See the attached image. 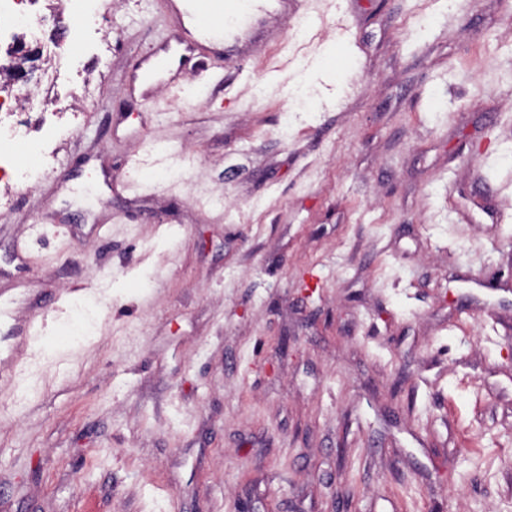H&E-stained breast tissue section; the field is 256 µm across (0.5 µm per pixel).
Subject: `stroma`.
<instances>
[{
	"label": "stroma",
	"mask_w": 512,
	"mask_h": 512,
	"mask_svg": "<svg viewBox=\"0 0 512 512\" xmlns=\"http://www.w3.org/2000/svg\"><path fill=\"white\" fill-rule=\"evenodd\" d=\"M303 5L152 101L167 0L63 15L45 175L0 177V308L44 317L0 512H512V0ZM168 47L163 44L160 46H151L143 52V66L140 73L136 74L132 83L141 89L140 96L144 100H152L156 93V74L163 67V53H167Z\"/></svg>",
	"instance_id": "obj_1"
}]
</instances>
